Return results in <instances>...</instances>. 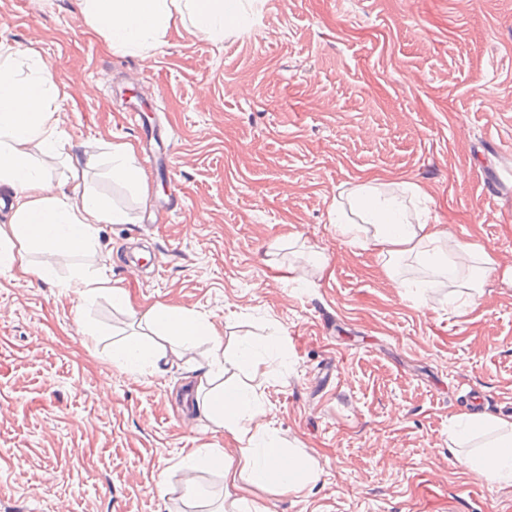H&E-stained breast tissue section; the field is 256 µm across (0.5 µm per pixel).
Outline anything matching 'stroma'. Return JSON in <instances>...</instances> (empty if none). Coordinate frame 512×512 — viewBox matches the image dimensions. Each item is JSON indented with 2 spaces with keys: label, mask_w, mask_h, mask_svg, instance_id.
Wrapping results in <instances>:
<instances>
[{
  "label": "stroma",
  "mask_w": 512,
  "mask_h": 512,
  "mask_svg": "<svg viewBox=\"0 0 512 512\" xmlns=\"http://www.w3.org/2000/svg\"><path fill=\"white\" fill-rule=\"evenodd\" d=\"M0 42L34 49L68 95L61 128L138 145L125 105L172 143L146 201L108 163L87 183L123 207L93 249L32 255L57 279L0 273V512H209L223 477L180 460L208 446L195 357L129 374L112 350L140 328L58 280L100 272L134 304L196 311L224 333V384L247 348L266 361L275 445L313 459L311 492L269 512H512V486L453 449V419L512 416V283L437 277L415 258L389 279L333 223L350 185H417L432 219L512 266V0H257L222 42L170 34L152 60L116 54L77 0H0ZM325 257L313 265L312 252ZM95 333L88 336L84 325Z\"/></svg>",
  "instance_id": "obj_1"
}]
</instances>
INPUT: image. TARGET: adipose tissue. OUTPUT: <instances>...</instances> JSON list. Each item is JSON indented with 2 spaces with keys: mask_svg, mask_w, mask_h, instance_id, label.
Listing matches in <instances>:
<instances>
[{
  "mask_svg": "<svg viewBox=\"0 0 512 512\" xmlns=\"http://www.w3.org/2000/svg\"><path fill=\"white\" fill-rule=\"evenodd\" d=\"M79 7L109 49L147 59L177 27L214 41L223 39L226 29L241 23L246 0H80ZM62 95L39 55L0 43V189L11 194L8 217L0 223V273L53 279V270L30 261L34 248L69 254L92 245L101 225L128 221L124 211L91 192L71 195L51 187L47 160L69 156L71 150L60 128ZM346 198L357 218L336 217L337 236L348 245L375 252L387 275H394L397 258L408 253L435 258L440 270L451 272L459 261L476 255L484 273L512 281V267H500L484 246L461 242L443 225L409 213L397 198L385 196L379 185L355 184ZM60 286L82 303L109 298L153 334L172 342L178 354L207 341L209 348L197 361L200 383L210 382L224 362L223 332L207 316L162 304L135 309L129 293L101 273L78 272ZM166 357L165 348L147 346L136 338L112 352L113 362L131 374L161 373ZM263 374L262 360H251L241 389L212 390L196 401L199 415L212 423L214 432L236 442L241 451L234 458L219 448H197L180 462L189 472L201 465L222 472L224 496L214 512H269L263 493H299L319 478L313 461L286 454L273 443L254 385ZM493 425L499 436L468 455L467 462L481 475L512 486V420L497 419Z\"/></svg>",
  "mask_w": 512,
  "mask_h": 512,
  "instance_id": "obj_1",
  "label": "adipose tissue"
}]
</instances>
